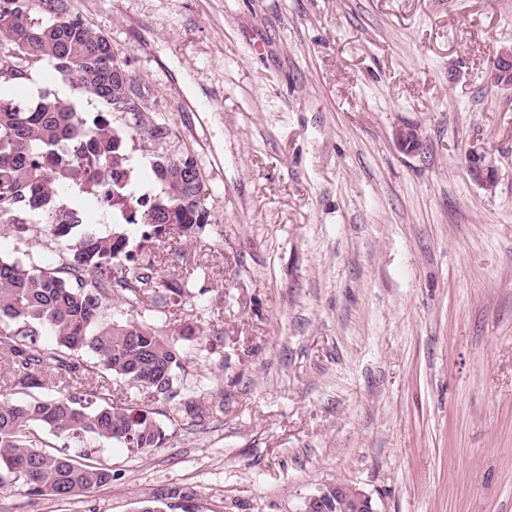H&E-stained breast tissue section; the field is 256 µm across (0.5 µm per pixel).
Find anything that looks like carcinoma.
Instances as JSON below:
<instances>
[{"label":"carcinoma","instance_id":"carcinoma-1","mask_svg":"<svg viewBox=\"0 0 512 512\" xmlns=\"http://www.w3.org/2000/svg\"><path fill=\"white\" fill-rule=\"evenodd\" d=\"M39 6L44 19L31 17ZM51 62L102 110L86 114L68 98L44 91L32 103L3 86L26 75L24 67ZM102 32L68 7L67 0H0V232L29 239L43 229L65 242L57 261L24 253L0 258V355L8 360L0 381V489L26 497L66 499L112 484V469L90 459L91 436L125 448L148 450L163 430L141 406L110 402L112 378L146 398L172 392L182 370L180 341L195 335L189 324H158L152 313L188 294L191 276L163 279L152 244L172 234L188 238L210 224L201 186L184 177L196 167L187 152L159 155L153 183L140 182L124 150L125 130L112 114L135 111L132 81ZM156 141L169 136L154 119L132 127ZM100 183L125 207L112 205V229L89 227L87 201ZM141 230L145 258L133 271L117 268L128 249L126 226ZM122 299L149 315L115 320L112 301ZM49 332L55 344L41 340ZM89 352L88 366L80 356ZM57 381L55 393L30 395ZM45 430L64 439L47 448Z\"/></svg>","mask_w":512,"mask_h":512}]
</instances>
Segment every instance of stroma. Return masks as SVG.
<instances>
[{
  "instance_id": "1",
  "label": "stroma",
  "mask_w": 512,
  "mask_h": 512,
  "mask_svg": "<svg viewBox=\"0 0 512 512\" xmlns=\"http://www.w3.org/2000/svg\"><path fill=\"white\" fill-rule=\"evenodd\" d=\"M193 153L211 217L163 244L197 277L164 432L101 448L111 485L0 512H302L328 483L377 512H512V91L488 84L512 0H68ZM38 87L93 111L50 63ZM419 129L421 147L393 133ZM484 145L494 192L466 171Z\"/></svg>"
}]
</instances>
